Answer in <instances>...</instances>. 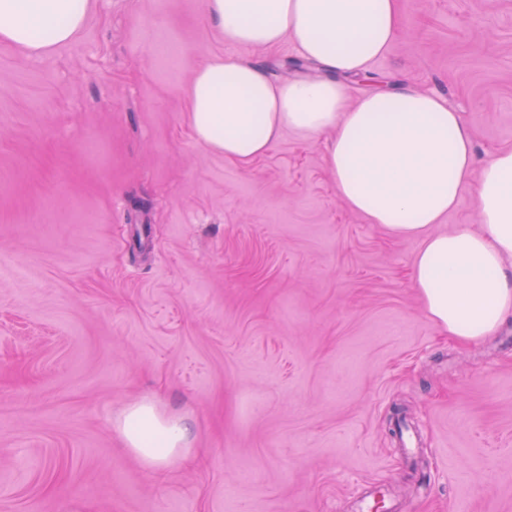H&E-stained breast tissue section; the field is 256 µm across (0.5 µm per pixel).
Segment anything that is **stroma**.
I'll return each instance as SVG.
<instances>
[{
  "label": "stroma",
  "mask_w": 512,
  "mask_h": 512,
  "mask_svg": "<svg viewBox=\"0 0 512 512\" xmlns=\"http://www.w3.org/2000/svg\"><path fill=\"white\" fill-rule=\"evenodd\" d=\"M371 74L437 94L477 158L512 148V0H399ZM319 78L290 44L235 46L203 0H94L35 59L0 43V512H512V318L460 344L428 320L418 242L336 194L327 139L285 129L249 167L196 142L213 56ZM191 429L149 472L131 404Z\"/></svg>",
  "instance_id": "obj_1"
}]
</instances>
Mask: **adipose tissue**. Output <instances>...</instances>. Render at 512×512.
I'll return each instance as SVG.
<instances>
[{"label": "adipose tissue", "instance_id": "1", "mask_svg": "<svg viewBox=\"0 0 512 512\" xmlns=\"http://www.w3.org/2000/svg\"><path fill=\"white\" fill-rule=\"evenodd\" d=\"M92 0H0V42L44 57L75 39ZM214 29L240 46L290 42L317 62L320 79L273 84L244 58L215 56L189 87L196 141L247 166L285 128L332 131L327 163L355 212L398 240H416L412 283L429 321L456 341L487 336L512 315V149L476 163L460 112L437 95L401 88L348 104L338 73H368L400 25L398 0H204ZM476 227L432 232L464 197ZM115 428L142 464L160 472L191 462L189 427L149 403L128 407Z\"/></svg>", "mask_w": 512, "mask_h": 512}]
</instances>
